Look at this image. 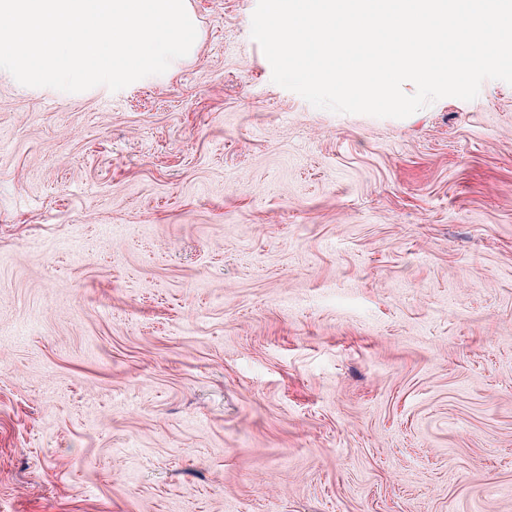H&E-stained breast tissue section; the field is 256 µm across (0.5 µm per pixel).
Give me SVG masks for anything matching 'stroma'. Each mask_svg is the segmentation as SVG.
<instances>
[{
  "label": "stroma",
  "instance_id": "stroma-1",
  "mask_svg": "<svg viewBox=\"0 0 512 512\" xmlns=\"http://www.w3.org/2000/svg\"><path fill=\"white\" fill-rule=\"evenodd\" d=\"M191 4L122 90L0 75V512H512V85L318 109Z\"/></svg>",
  "mask_w": 512,
  "mask_h": 512
}]
</instances>
